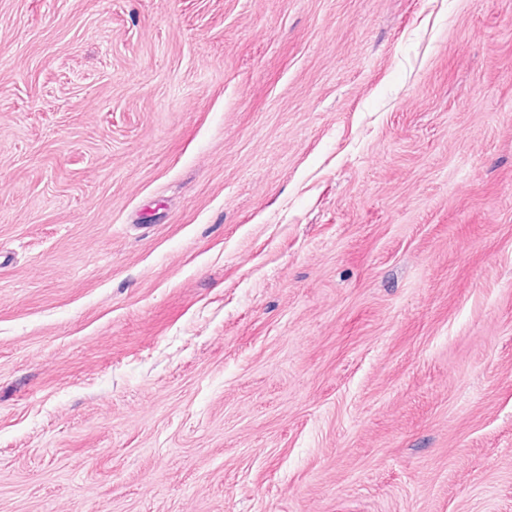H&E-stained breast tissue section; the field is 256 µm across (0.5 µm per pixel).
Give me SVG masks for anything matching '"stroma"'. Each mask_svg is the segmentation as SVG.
Returning <instances> with one entry per match:
<instances>
[{
	"label": "stroma",
	"mask_w": 512,
	"mask_h": 512,
	"mask_svg": "<svg viewBox=\"0 0 512 512\" xmlns=\"http://www.w3.org/2000/svg\"><path fill=\"white\" fill-rule=\"evenodd\" d=\"M0 512H512V0H0Z\"/></svg>",
	"instance_id": "1"
}]
</instances>
